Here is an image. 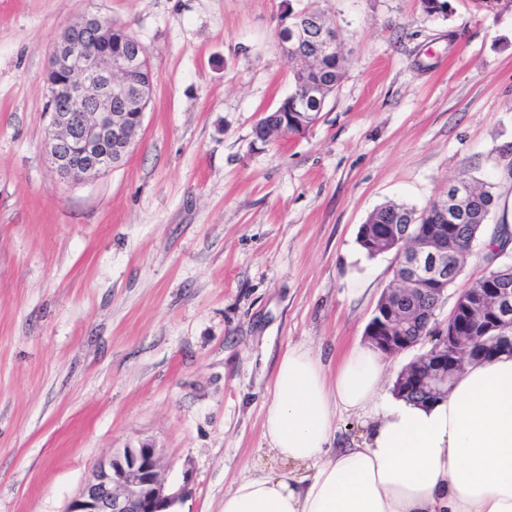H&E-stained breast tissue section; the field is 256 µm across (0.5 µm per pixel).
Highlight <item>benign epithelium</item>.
I'll return each mask as SVG.
<instances>
[{"instance_id":"7a95c632","label":"benign epithelium","mask_w":512,"mask_h":512,"mask_svg":"<svg viewBox=\"0 0 512 512\" xmlns=\"http://www.w3.org/2000/svg\"><path fill=\"white\" fill-rule=\"evenodd\" d=\"M297 22L282 23L280 44L291 54L310 46L318 60L332 54L337 45L335 29L319 12L296 15ZM127 29L97 15H84L67 26L55 41L45 74L47 113L50 116L46 152L52 167L64 181L82 180L123 166L142 128L146 104L152 93L147 55L131 56L123 43L132 41ZM318 100L319 88L304 87L302 98H284L277 111L287 115L307 99ZM469 189L448 181V196L439 203L442 216L464 210ZM430 226L407 224L381 241L395 253L398 288L386 289L387 299L376 307L365 331L366 340L385 355H396L422 343L423 337L405 334L407 322L394 325L396 316L408 310L404 298L430 299L434 307L448 301V266L456 255L448 245L436 247L428 240ZM379 241V242H381ZM371 240L368 247L380 248ZM472 300L488 307L486 331L500 352H512V289L503 283L476 293ZM431 332L439 341L416 356L419 371L404 373L395 390L419 394L433 402L448 393V382L466 361L484 356L465 336L457 335L437 316H428ZM161 458L155 448H125L99 461L91 479L67 512H163L187 492L173 491L161 478Z\"/></svg>"}]
</instances>
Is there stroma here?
Instances as JSON below:
<instances>
[{
    "mask_svg": "<svg viewBox=\"0 0 512 512\" xmlns=\"http://www.w3.org/2000/svg\"><path fill=\"white\" fill-rule=\"evenodd\" d=\"M336 26L343 76L305 133L253 128L293 90L282 16ZM95 14L153 79L125 165L60 181L44 77ZM512 7L449 0H0V512H66L102 458L159 451L176 512H222L273 462L278 358L336 365L393 279L357 237L389 202L424 207L461 170L512 222Z\"/></svg>",
    "mask_w": 512,
    "mask_h": 512,
    "instance_id": "stroma-1",
    "label": "stroma"
}]
</instances>
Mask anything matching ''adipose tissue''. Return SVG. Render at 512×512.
Segmentation results:
<instances>
[{
  "label": "adipose tissue",
  "instance_id": "obj_1",
  "mask_svg": "<svg viewBox=\"0 0 512 512\" xmlns=\"http://www.w3.org/2000/svg\"><path fill=\"white\" fill-rule=\"evenodd\" d=\"M381 353L355 346L334 375L309 350L278 361L263 438L308 479L241 478L222 512H512V355L466 367L448 395L385 399ZM367 413L360 446L334 449L337 411Z\"/></svg>",
  "mask_w": 512,
  "mask_h": 512
}]
</instances>
